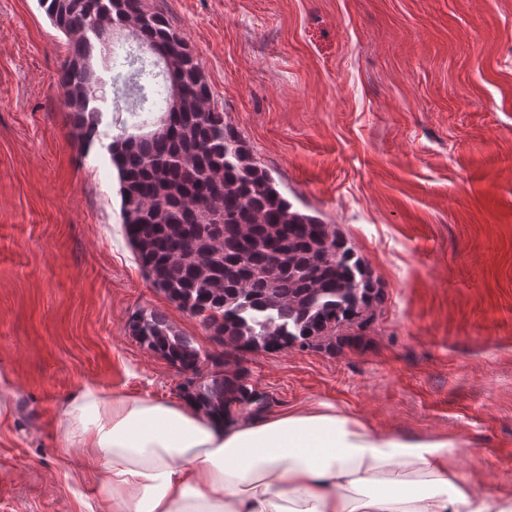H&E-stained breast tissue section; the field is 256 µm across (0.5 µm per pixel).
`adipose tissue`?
Listing matches in <instances>:
<instances>
[{"mask_svg":"<svg viewBox=\"0 0 512 512\" xmlns=\"http://www.w3.org/2000/svg\"><path fill=\"white\" fill-rule=\"evenodd\" d=\"M58 423L103 469L100 512H512V488L458 479L456 441L399 438L324 402L231 423L88 384Z\"/></svg>","mask_w":512,"mask_h":512,"instance_id":"ef3b65f1","label":"adipose tissue"}]
</instances>
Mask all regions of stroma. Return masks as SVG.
<instances>
[{"mask_svg":"<svg viewBox=\"0 0 512 512\" xmlns=\"http://www.w3.org/2000/svg\"><path fill=\"white\" fill-rule=\"evenodd\" d=\"M200 62L212 100L303 212L377 279L360 338L234 353L149 281L108 153L124 112L79 144L62 104L68 41L38 0H0V512H84L101 476L61 445L73 392L182 397L130 333L163 314L244 370L267 414L325 401L471 451L460 477L512 486V0H143Z\"/></svg>","mask_w":512,"mask_h":512,"instance_id":"obj_1","label":"stroma"}]
</instances>
